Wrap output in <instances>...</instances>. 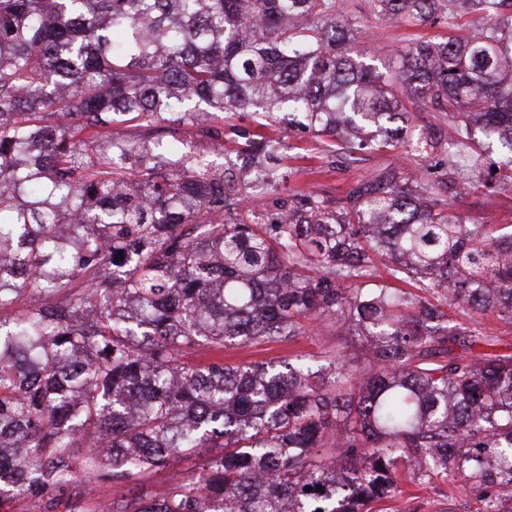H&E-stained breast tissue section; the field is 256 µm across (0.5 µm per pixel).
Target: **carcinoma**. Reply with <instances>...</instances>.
Wrapping results in <instances>:
<instances>
[{
  "label": "carcinoma",
  "instance_id": "obj_1",
  "mask_svg": "<svg viewBox=\"0 0 512 512\" xmlns=\"http://www.w3.org/2000/svg\"><path fill=\"white\" fill-rule=\"evenodd\" d=\"M370 6L484 26L381 72L339 0H0V512H56L52 492L81 512L87 481L206 448L222 452L164 493L99 510L364 512L407 468L494 489L501 512L512 353L455 311L512 323V233L450 206L512 191V0ZM409 104L439 123L408 124ZM226 113L253 121L231 148ZM274 124L328 138L336 163L403 143L443 172L381 167L337 200L290 188ZM477 136L497 157L457 163ZM337 324L366 371L339 344L183 359Z\"/></svg>",
  "mask_w": 512,
  "mask_h": 512
}]
</instances>
